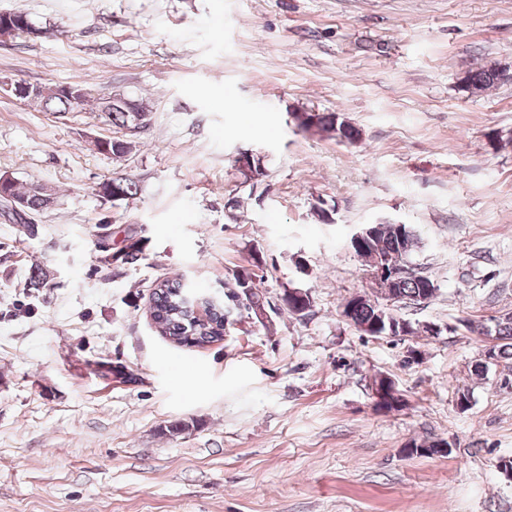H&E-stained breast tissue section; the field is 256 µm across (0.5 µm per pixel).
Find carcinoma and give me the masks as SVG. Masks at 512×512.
Masks as SVG:
<instances>
[{"instance_id":"carcinoma-1","label":"carcinoma","mask_w":512,"mask_h":512,"mask_svg":"<svg viewBox=\"0 0 512 512\" xmlns=\"http://www.w3.org/2000/svg\"><path fill=\"white\" fill-rule=\"evenodd\" d=\"M466 89L472 93H483L491 87L503 82L497 68L478 69L466 72L462 78ZM69 86L76 87L79 93L70 96H58L49 102L37 101L45 112L65 115L69 112L85 110L89 101L90 92L83 82H71ZM107 94L98 98L97 112L99 119L108 125L119 129H126L132 124L133 113L120 108L104 110L103 100ZM316 126L320 132L339 140L355 141L359 139V130L338 112L315 113ZM13 198L25 203L24 212L33 213L49 208L48 200L36 191V183L31 182L20 185L16 182L4 187ZM139 186L129 177H116L112 179V197L115 202L123 203L136 198ZM373 233L364 238L360 247L354 248L365 268H370L372 258L382 256L389 262L408 266L412 264L411 256L420 247L421 241L409 224H373ZM26 286L38 291L48 286L47 270L40 265L31 269ZM439 290L438 285L430 277L416 272L405 277L394 286L399 296L397 303L390 308L376 307L363 303L354 298L346 301L345 307L352 318V326L369 325L372 327L371 336H412L415 334L414 324L407 322L408 329L400 330L394 327L398 323L396 311L398 306L407 304L418 305L421 297L426 294V287ZM245 309L250 315H258L265 310L268 304L266 297L256 292V285H251L250 294L245 296ZM209 316L207 320H199L194 313V300L185 296L184 285L179 278H164L154 287L151 298L150 311L159 333L178 346L203 348L219 341L224 336V323L227 321L226 310L220 303H208ZM459 325L470 332H478L493 341L492 361L478 360L473 365L475 375L480 376L487 371L489 363L497 364L501 361L508 363V375L503 377L502 385H512V315L492 320V324L475 328L473 324L462 319ZM448 447V443L440 441H422L412 443L408 448L411 455H434Z\"/></svg>"}]
</instances>
